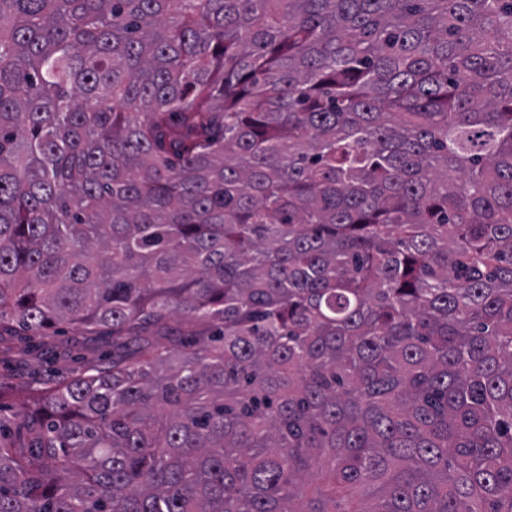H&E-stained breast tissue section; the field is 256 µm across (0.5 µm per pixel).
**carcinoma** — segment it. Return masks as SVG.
<instances>
[{"mask_svg": "<svg viewBox=\"0 0 512 512\" xmlns=\"http://www.w3.org/2000/svg\"><path fill=\"white\" fill-rule=\"evenodd\" d=\"M0 512H512V0H0ZM7 331L5 343H0V393L1 412L5 416L10 412V404L19 399L26 387L20 385V378L13 372L14 364L19 361L27 363L28 388L43 384L47 379L68 376L72 371L83 367L87 362L98 363L104 357L112 358V340L105 337L109 333L73 325L62 324L49 331L52 340L62 353L55 365H47L33 355H28L24 348L11 339Z\"/></svg>", "mask_w": 512, "mask_h": 512, "instance_id": "carcinoma-1", "label": "carcinoma"}]
</instances>
